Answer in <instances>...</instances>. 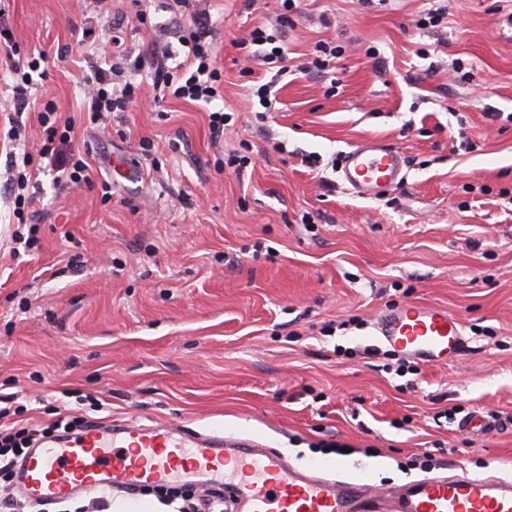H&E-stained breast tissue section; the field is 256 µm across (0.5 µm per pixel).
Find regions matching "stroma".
Returning a JSON list of instances; mask_svg holds the SVG:
<instances>
[{
  "mask_svg": "<svg viewBox=\"0 0 512 512\" xmlns=\"http://www.w3.org/2000/svg\"><path fill=\"white\" fill-rule=\"evenodd\" d=\"M431 4L296 0L281 104L259 121L248 92L264 72L243 73L236 43L275 25L276 2L211 0L235 111L217 138L200 104L154 111L144 70L129 111L104 128L81 118L85 57L104 59L105 18L124 19L132 51L148 40L131 0H0L20 55L48 56L23 123L39 130L53 100L58 121H76L61 161L84 152L112 181L105 201L96 187L62 188L61 162L32 159L31 249L14 244L0 188V396L14 399L10 421L42 433L67 415L220 425L298 466L341 461L347 477L379 489L427 476L429 457L512 475V425L487 427L489 413L512 416V122L493 118L512 113V0H447L441 25L418 29ZM320 41L343 46L342 57L327 73H300ZM366 139L405 157L403 182L379 199L348 191L332 165ZM243 142L251 164L217 171ZM305 154L318 165L302 164ZM413 301L459 317L466 347L399 376L374 324ZM336 441L351 453H325Z\"/></svg>",
  "mask_w": 512,
  "mask_h": 512,
  "instance_id": "35a3bbf8",
  "label": "stroma"
}]
</instances>
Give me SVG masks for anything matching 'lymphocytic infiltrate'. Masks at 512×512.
<instances>
[{"mask_svg": "<svg viewBox=\"0 0 512 512\" xmlns=\"http://www.w3.org/2000/svg\"><path fill=\"white\" fill-rule=\"evenodd\" d=\"M294 9L295 0H279L277 28H254L243 42L248 60L274 70L279 78L288 72V49L282 37L284 28L292 23ZM120 31L119 23H109L107 41L112 47V63L106 68L94 67L87 81L83 110L89 121H98L110 112L126 111L135 101L140 87L126 77L132 65L153 70L154 107H161L169 99L209 104L220 97L224 73L217 65V51L209 34L206 12L190 13L187 22H174L172 27L164 30V37L175 38L184 49V60L174 65L169 62V53L155 41L143 44L136 59H129ZM35 442V430L0 428V476L14 479L17 467L26 459Z\"/></svg>", "mask_w": 512, "mask_h": 512, "instance_id": "obj_1", "label": "lymphocytic infiltrate"}]
</instances>
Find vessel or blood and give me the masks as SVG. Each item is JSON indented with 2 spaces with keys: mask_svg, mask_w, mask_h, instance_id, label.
<instances>
[{
  "mask_svg": "<svg viewBox=\"0 0 512 512\" xmlns=\"http://www.w3.org/2000/svg\"><path fill=\"white\" fill-rule=\"evenodd\" d=\"M403 169L397 147L370 139L344 154L339 173L357 196L372 197L396 188ZM376 329L382 343L424 365L446 363L464 347L460 319L425 302L382 313ZM174 483L197 490L232 485L228 512H512L511 479L461 471L380 493L364 479L292 465L254 437L163 422L94 424L41 441L18 471L20 491L36 502Z\"/></svg>",
  "mask_w": 512,
  "mask_h": 512,
  "instance_id": "vessel-or-blood-1",
  "label": "vessel or blood"
}]
</instances>
